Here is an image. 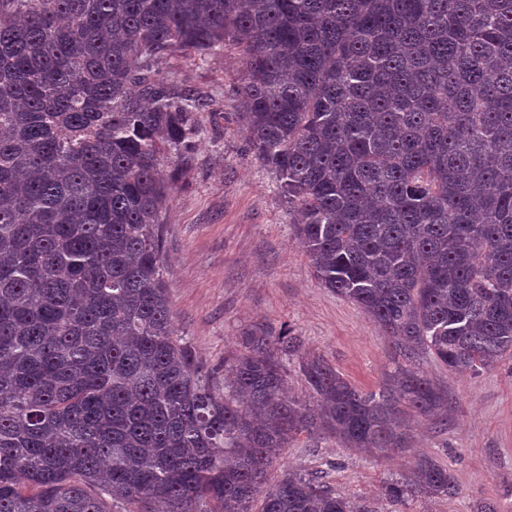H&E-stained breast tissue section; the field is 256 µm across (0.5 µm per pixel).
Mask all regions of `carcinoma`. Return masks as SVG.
<instances>
[{
    "instance_id": "obj_1",
    "label": "carcinoma",
    "mask_w": 512,
    "mask_h": 512,
    "mask_svg": "<svg viewBox=\"0 0 512 512\" xmlns=\"http://www.w3.org/2000/svg\"><path fill=\"white\" fill-rule=\"evenodd\" d=\"M227 45L316 277L404 360L377 392L305 353L289 396L302 341L256 327L221 394L177 336L160 156L206 100L159 64ZM423 353L512 357V0H0V512H370L270 470L302 433L404 451L448 413ZM458 494L426 455L381 485Z\"/></svg>"
}]
</instances>
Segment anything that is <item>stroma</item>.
Segmentation results:
<instances>
[{
    "label": "stroma",
    "instance_id": "obj_1",
    "mask_svg": "<svg viewBox=\"0 0 512 512\" xmlns=\"http://www.w3.org/2000/svg\"><path fill=\"white\" fill-rule=\"evenodd\" d=\"M160 70L208 103L195 115L194 148L164 152L161 168L182 171L162 215L174 325L213 387L223 390L224 359L237 352L241 332L261 324L300 337L305 352L324 356L357 389H380L400 363L398 352L361 308L315 276L295 237V213L239 119L237 50L179 55ZM415 366L447 393L449 407L445 416L418 419L403 455L381 457L303 433L283 450L272 477L317 472L342 495L388 512L378 498L383 481L402 473L408 459L428 455L454 475L460 493L411 500L403 512H476L484 502L512 512V359L475 375L427 354Z\"/></svg>",
    "mask_w": 512,
    "mask_h": 512
}]
</instances>
